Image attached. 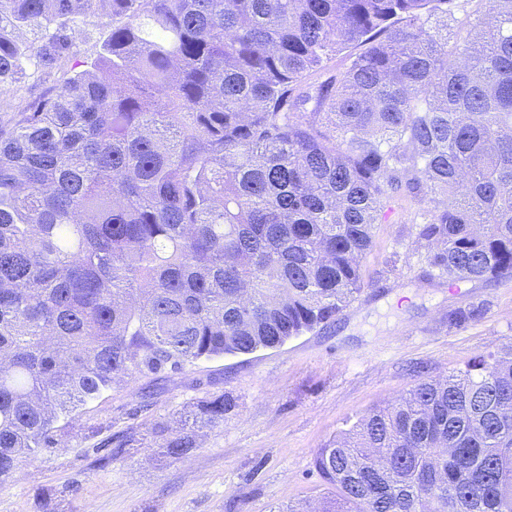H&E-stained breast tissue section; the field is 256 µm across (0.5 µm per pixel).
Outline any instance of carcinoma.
<instances>
[{"mask_svg": "<svg viewBox=\"0 0 512 512\" xmlns=\"http://www.w3.org/2000/svg\"><path fill=\"white\" fill-rule=\"evenodd\" d=\"M490 3L450 31L457 0H0V90L60 75L0 126V485L117 383L328 326L395 193L438 278H512V0ZM102 11L99 73L71 76L67 24ZM506 403L511 344L418 379L319 449L322 512H512ZM231 408L155 447L187 457Z\"/></svg>", "mask_w": 512, "mask_h": 512, "instance_id": "carcinoma-1", "label": "carcinoma"}]
</instances>
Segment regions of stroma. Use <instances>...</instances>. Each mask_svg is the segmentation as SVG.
<instances>
[{
    "mask_svg": "<svg viewBox=\"0 0 512 512\" xmlns=\"http://www.w3.org/2000/svg\"><path fill=\"white\" fill-rule=\"evenodd\" d=\"M69 73L91 69L112 17L73 25ZM56 82L34 77L0 93V125ZM363 261L369 283L326 329L277 349L227 355L176 372L138 375L92 403L57 448L20 463L0 485V512H37L41 493L66 512H273L332 496L314 467L319 448L368 409L394 402L418 378L439 379L512 343V279L487 284L430 278L416 242L419 208L398 195ZM483 306L456 327L451 312ZM221 394L232 403L221 425L172 463L152 448L154 425L179 430L184 413ZM127 455L99 467L97 448Z\"/></svg>",
    "mask_w": 512,
    "mask_h": 512,
    "instance_id": "obj_1",
    "label": "stroma"
}]
</instances>
